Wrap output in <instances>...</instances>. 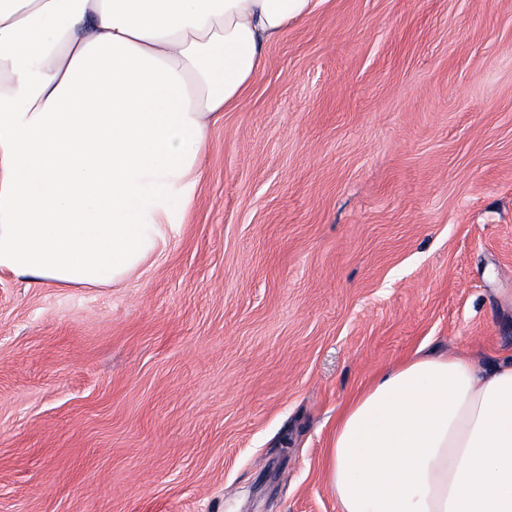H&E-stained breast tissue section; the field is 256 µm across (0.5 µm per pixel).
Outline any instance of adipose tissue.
<instances>
[{"label":"adipose tissue","instance_id":"ef3b65f1","mask_svg":"<svg viewBox=\"0 0 512 512\" xmlns=\"http://www.w3.org/2000/svg\"><path fill=\"white\" fill-rule=\"evenodd\" d=\"M320 0H0V273L109 288L183 221L207 133ZM339 512H512V358L414 355L351 398Z\"/></svg>","mask_w":512,"mask_h":512}]
</instances>
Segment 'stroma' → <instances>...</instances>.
<instances>
[{"instance_id":"35a3bbf8","label":"stroma","mask_w":512,"mask_h":512,"mask_svg":"<svg viewBox=\"0 0 512 512\" xmlns=\"http://www.w3.org/2000/svg\"><path fill=\"white\" fill-rule=\"evenodd\" d=\"M122 284L0 274V512H339L383 369L512 355V0H324Z\"/></svg>"}]
</instances>
